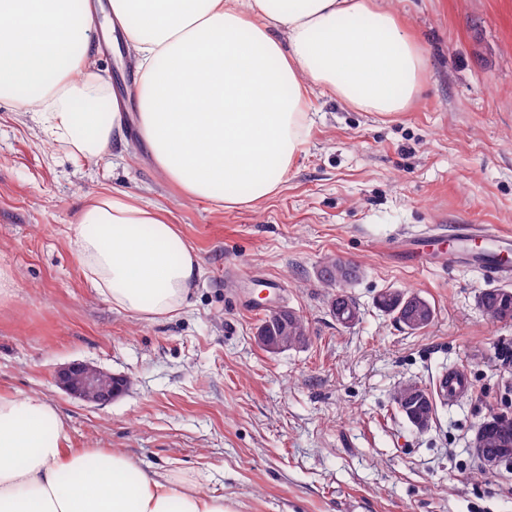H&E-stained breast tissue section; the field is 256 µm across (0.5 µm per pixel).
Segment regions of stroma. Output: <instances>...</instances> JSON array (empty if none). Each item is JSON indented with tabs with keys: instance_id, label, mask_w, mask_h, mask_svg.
<instances>
[{
	"instance_id": "1",
	"label": "stroma",
	"mask_w": 512,
	"mask_h": 512,
	"mask_svg": "<svg viewBox=\"0 0 512 512\" xmlns=\"http://www.w3.org/2000/svg\"><path fill=\"white\" fill-rule=\"evenodd\" d=\"M419 37L425 68L404 112H362L308 95L310 136L279 192L226 210L185 196L135 131L126 145L73 162L36 122L0 99V393L43 394L72 448L118 451L223 496L234 512H512L505 466L486 469L478 425L512 414V322L489 323L476 298L492 287L448 244L419 263L396 244L433 224H487L512 236V0H388ZM98 70L131 98L137 74L122 41ZM123 192L164 210L202 263L186 313L140 320L87 280L70 246L82 205ZM360 266L350 288L361 320L337 324L317 279L324 256ZM407 289L436 308L408 333L376 296ZM307 320L308 346L270 354L255 331L265 310ZM129 375L96 406L53 381L68 363ZM452 366L473 392L437 404L426 430L391 394L401 381L434 389Z\"/></svg>"
}]
</instances>
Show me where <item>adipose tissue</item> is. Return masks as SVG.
<instances>
[{
  "label": "adipose tissue",
  "instance_id": "ef3b65f1",
  "mask_svg": "<svg viewBox=\"0 0 512 512\" xmlns=\"http://www.w3.org/2000/svg\"><path fill=\"white\" fill-rule=\"evenodd\" d=\"M135 59L136 117L156 167L227 209L274 196L310 135L317 89L364 112H401L424 60L375 0H110ZM89 0H0V90H38L37 123L73 158L124 142V112L96 72ZM70 247L113 307L180 314L202 275L160 210L126 194L86 203ZM0 512H232L168 469L77 451L38 393L0 395Z\"/></svg>",
  "mask_w": 512,
  "mask_h": 512
}]
</instances>
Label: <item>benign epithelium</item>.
Wrapping results in <instances>:
<instances>
[{
    "label": "benign epithelium",
    "mask_w": 512,
    "mask_h": 512,
    "mask_svg": "<svg viewBox=\"0 0 512 512\" xmlns=\"http://www.w3.org/2000/svg\"><path fill=\"white\" fill-rule=\"evenodd\" d=\"M55 383L67 394L85 403L105 405L120 396L130 378L104 371L87 362H72L54 374Z\"/></svg>",
    "instance_id": "1"
}]
</instances>
